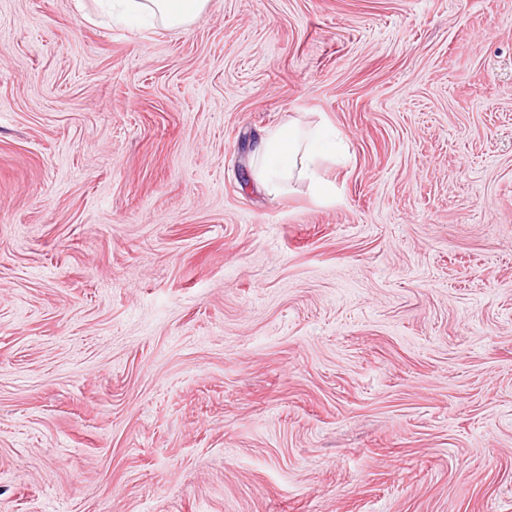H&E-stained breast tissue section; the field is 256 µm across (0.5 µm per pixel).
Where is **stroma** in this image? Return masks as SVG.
<instances>
[{"instance_id": "35a3bbf8", "label": "stroma", "mask_w": 512, "mask_h": 512, "mask_svg": "<svg viewBox=\"0 0 512 512\" xmlns=\"http://www.w3.org/2000/svg\"><path fill=\"white\" fill-rule=\"evenodd\" d=\"M0 512H512V0H0ZM208 0H113L126 17L149 16L171 28L189 25ZM255 157L256 176L269 194L281 191L285 175L308 179L319 195H330L333 187L324 184L317 174V155L310 152L300 129L292 123L271 128L260 140Z\"/></svg>"}]
</instances>
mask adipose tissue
Returning <instances> with one entry per match:
<instances>
[{
  "mask_svg": "<svg viewBox=\"0 0 512 512\" xmlns=\"http://www.w3.org/2000/svg\"><path fill=\"white\" fill-rule=\"evenodd\" d=\"M127 17L149 16L171 28L189 25L207 6L208 0H114ZM324 129L317 128L303 135L292 123L271 128L260 140L255 157L256 176L270 194L279 193L284 178L309 180L317 194H331L317 174V155L307 148L308 142L326 139Z\"/></svg>",
  "mask_w": 512,
  "mask_h": 512,
  "instance_id": "adipose-tissue-1",
  "label": "adipose tissue"
}]
</instances>
